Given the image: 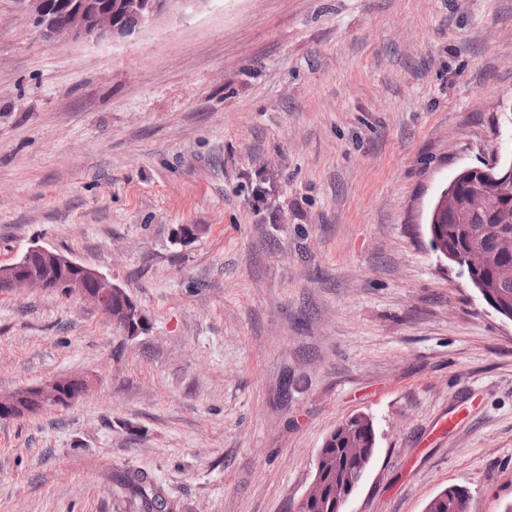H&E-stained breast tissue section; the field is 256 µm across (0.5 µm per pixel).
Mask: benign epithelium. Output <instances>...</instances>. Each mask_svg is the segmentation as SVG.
<instances>
[{"label":"benign epithelium","instance_id":"1","mask_svg":"<svg viewBox=\"0 0 512 512\" xmlns=\"http://www.w3.org/2000/svg\"><path fill=\"white\" fill-rule=\"evenodd\" d=\"M208 0H118L126 12L122 21L115 19L110 0H24L39 40L45 43L72 41L98 44L106 40L130 41L141 30L155 24L171 12H190L201 8ZM475 181L479 188L464 196L460 186ZM512 197V159L495 153L475 166L463 168L441 192L429 213L431 232H436L438 218L444 211L459 215L462 223L488 213L491 202ZM441 254L453 262L460 272L468 275L483 299L502 317L512 321V311L499 306L494 292L484 287L476 273L484 264L480 252L459 256L450 251ZM64 277V288L70 295L112 315V300H118L125 309L137 308L125 290L98 271L84 266L40 245H32L15 262L0 265V289L18 292L25 288L51 290L57 286L55 278ZM74 376L57 377L44 384L25 387L0 395V416L20 417L42 407L48 400L68 403L65 396L67 382Z\"/></svg>","mask_w":512,"mask_h":512}]
</instances>
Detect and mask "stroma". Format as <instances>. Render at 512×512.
Returning <instances> with one entry per match:
<instances>
[{"instance_id":"1","label":"stroma","mask_w":512,"mask_h":512,"mask_svg":"<svg viewBox=\"0 0 512 512\" xmlns=\"http://www.w3.org/2000/svg\"><path fill=\"white\" fill-rule=\"evenodd\" d=\"M512 156V0H208L132 42L38 40L0 0V265L105 274L0 291V512H293L328 433L371 418L346 512L512 503V321L434 251L464 166ZM452 429H440L447 417ZM59 276L64 277L63 288L68 295L79 296L102 309L113 323L126 328L125 316L112 300H118L126 310L137 305L123 288L98 271L40 245L28 247L17 261L0 265V289L14 293L25 288L52 290L57 286L54 277ZM78 380L83 382L84 389L87 390L86 380L77 376L57 377L44 384L25 387L7 394L0 395L1 419L20 417L31 413L32 410L42 407L47 400H56L61 403L71 402L64 394L67 391V382ZM466 498L468 496L464 490L449 487L445 493L434 497L428 503L426 512H463L462 499L467 501Z\"/></svg>"}]
</instances>
